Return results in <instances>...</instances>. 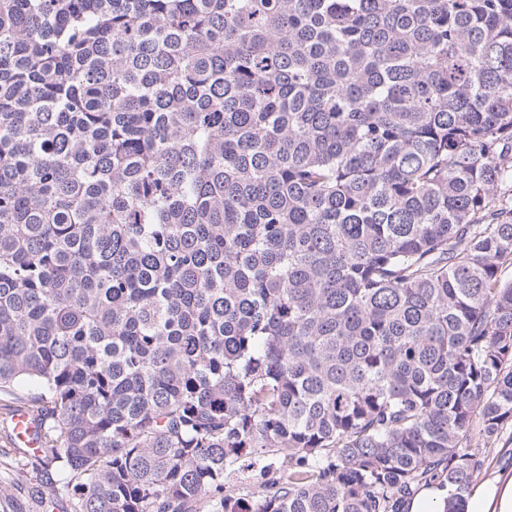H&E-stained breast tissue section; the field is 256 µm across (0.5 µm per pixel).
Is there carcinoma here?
I'll return each mask as SVG.
<instances>
[{
  "label": "carcinoma",
  "mask_w": 512,
  "mask_h": 512,
  "mask_svg": "<svg viewBox=\"0 0 512 512\" xmlns=\"http://www.w3.org/2000/svg\"><path fill=\"white\" fill-rule=\"evenodd\" d=\"M512 0H0V427L70 512L461 502L512 424ZM13 421L15 424L12 435L13 441L21 448H31L35 453H39L35 449L38 446L34 435L36 425L31 416L20 411L14 416ZM275 476V467L241 470L237 465L231 466L224 475V495L252 506L263 494L264 486ZM447 487L439 485L423 486L404 505L405 512H435L443 506L444 500L450 496Z\"/></svg>",
  "instance_id": "obj_1"
}]
</instances>
